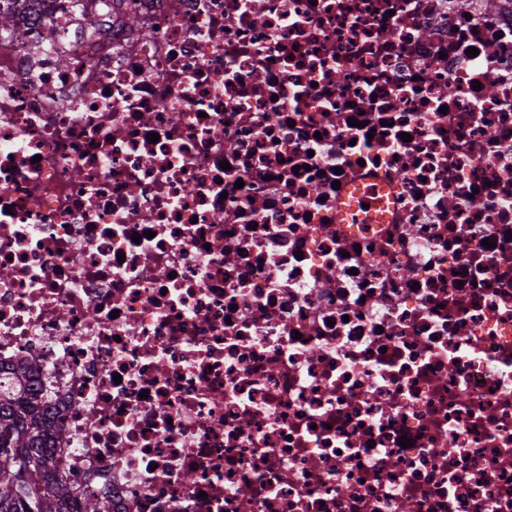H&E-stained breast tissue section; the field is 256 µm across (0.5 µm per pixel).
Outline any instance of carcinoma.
<instances>
[{"instance_id":"1","label":"carcinoma","mask_w":512,"mask_h":512,"mask_svg":"<svg viewBox=\"0 0 512 512\" xmlns=\"http://www.w3.org/2000/svg\"><path fill=\"white\" fill-rule=\"evenodd\" d=\"M50 418L31 382L20 374L0 384V512H72L73 490L54 466ZM79 512H111L96 493Z\"/></svg>"}]
</instances>
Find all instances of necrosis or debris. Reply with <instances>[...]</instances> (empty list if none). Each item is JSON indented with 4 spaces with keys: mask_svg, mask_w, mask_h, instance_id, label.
I'll use <instances>...</instances> for the list:
<instances>
[{
    "mask_svg": "<svg viewBox=\"0 0 512 512\" xmlns=\"http://www.w3.org/2000/svg\"><path fill=\"white\" fill-rule=\"evenodd\" d=\"M29 362L112 512H512V0H34L0 380ZM380 194V190L374 189H356L354 191V199L351 202V205L345 207V214L348 217L349 214L358 210L360 204H370V209L367 214H361L359 216V220L362 224H377L382 220V214L377 213V209H381L383 207V203L377 197ZM359 200V201H358ZM359 203V204H358Z\"/></svg>",
    "mask_w": 512,
    "mask_h": 512,
    "instance_id": "obj_1",
    "label": "necrosis or debris"
}]
</instances>
